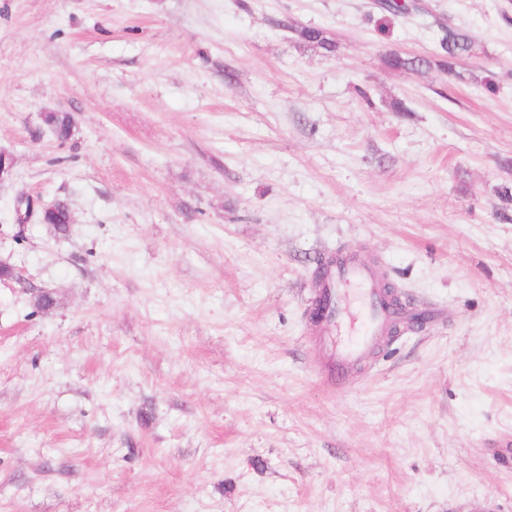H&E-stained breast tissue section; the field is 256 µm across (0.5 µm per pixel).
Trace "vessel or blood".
Returning a JSON list of instances; mask_svg holds the SVG:
<instances>
[{
    "mask_svg": "<svg viewBox=\"0 0 512 512\" xmlns=\"http://www.w3.org/2000/svg\"><path fill=\"white\" fill-rule=\"evenodd\" d=\"M359 287L363 297L362 321L356 336L343 344H337L332 363V375L337 384H344L348 370L370 351L378 336L387 329V313L381 302L380 290L372 282L366 268L346 257H336L328 275L320 282L321 294L334 298L333 311L327 323L341 326L344 304L349 287Z\"/></svg>",
    "mask_w": 512,
    "mask_h": 512,
    "instance_id": "b4317fda",
    "label": "vessel or blood"
}]
</instances>
